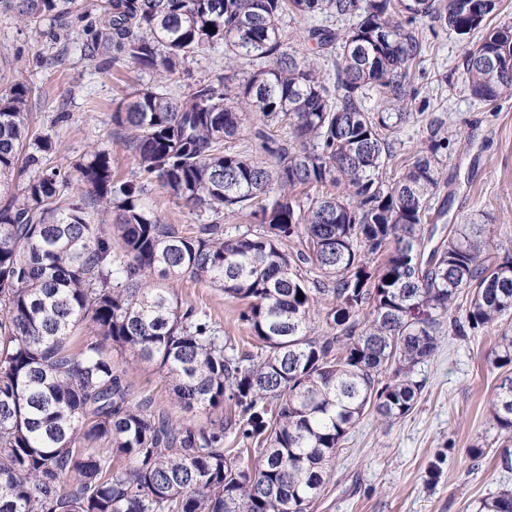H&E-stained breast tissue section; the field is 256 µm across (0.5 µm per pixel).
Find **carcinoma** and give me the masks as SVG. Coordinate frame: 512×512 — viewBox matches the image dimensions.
Here are the masks:
<instances>
[{
    "label": "carcinoma",
    "mask_w": 512,
    "mask_h": 512,
    "mask_svg": "<svg viewBox=\"0 0 512 512\" xmlns=\"http://www.w3.org/2000/svg\"><path fill=\"white\" fill-rule=\"evenodd\" d=\"M501 5L0 0L54 42L84 21L80 53L162 81L221 43L236 60L267 62L234 86L198 81L180 99L129 93L112 113L138 157L125 180L105 148L68 174L44 165L55 142L32 129V86L15 79L0 93V184L18 179L0 206V512H309L366 411L396 420L415 407L422 385L411 373L443 329L475 336L512 311V257L484 260L485 222L454 225L425 253L444 214L441 123L388 174L422 53L412 24L429 18L467 42V89L491 104L512 93V26H489ZM290 12L349 22L307 30L333 81L288 49ZM374 94L376 110L366 105ZM247 121L271 164L233 149ZM153 180L208 221L165 223L143 202ZM226 214L261 229L226 238ZM296 237L306 251L292 256L282 244ZM299 262L325 281L308 285L293 272ZM154 272L238 301L250 349L225 343L207 314L150 281ZM464 290L465 319L450 322ZM85 323L96 337L75 348ZM127 351L166 371L184 409L229 413L197 428L135 400L112 361ZM492 408L496 426L512 431V378ZM231 434L243 447H224ZM102 439L122 464L84 446ZM477 512H512V490Z\"/></svg>",
    "instance_id": "obj_1"
}]
</instances>
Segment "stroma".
Masks as SVG:
<instances>
[{"label":"stroma","instance_id":"1","mask_svg":"<svg viewBox=\"0 0 512 512\" xmlns=\"http://www.w3.org/2000/svg\"><path fill=\"white\" fill-rule=\"evenodd\" d=\"M416 28L424 39L422 63L412 82L415 112L397 133L394 154L412 157L429 135L431 120L442 121L450 141L443 159L439 200L448 206L447 224L464 217L489 216L487 258L512 254V97L486 105L465 84V48L446 28ZM83 36L74 23L69 39L49 42L41 29L18 25L0 13V85L22 72L36 92L31 100L35 129L51 134L56 150L47 165L67 169L87 150L112 151L116 176L137 169L135 153L122 143L112 114L127 93L153 86L154 74L133 66L108 70L102 56L86 57L73 43ZM224 45L189 61L168 80L171 96H184L196 82L226 73L262 68V61L226 64ZM65 114L55 123L57 114ZM183 302L210 316L221 336H242L238 302L205 282L170 279ZM512 336V313L477 336L441 337L433 356L416 365L414 381L422 391L405 417L386 422L365 414L346 436L331 467V477L310 512H475L482 499L512 488V470L500 465L512 457V439L494 428L491 402L512 364L496 365L500 339ZM134 399H148L173 420L198 427L220 417L216 411H185L176 401L165 371L116 355Z\"/></svg>","mask_w":512,"mask_h":512}]
</instances>
